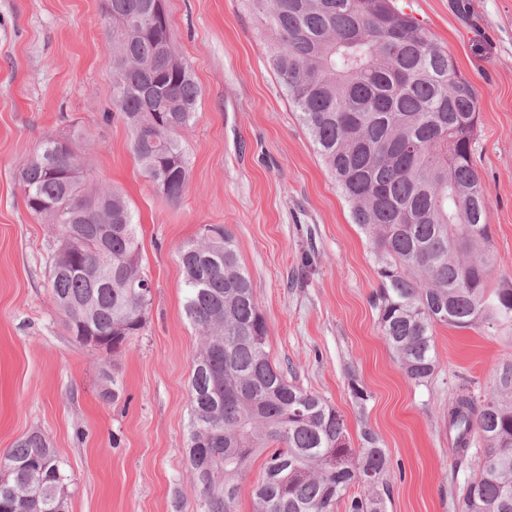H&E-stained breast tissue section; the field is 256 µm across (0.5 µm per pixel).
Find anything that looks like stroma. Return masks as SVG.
Returning a JSON list of instances; mask_svg holds the SVG:
<instances>
[{
	"label": "stroma",
	"instance_id": "obj_1",
	"mask_svg": "<svg viewBox=\"0 0 512 512\" xmlns=\"http://www.w3.org/2000/svg\"><path fill=\"white\" fill-rule=\"evenodd\" d=\"M476 90L473 163L488 198L497 276L512 281V0H397ZM201 96L181 131L188 179L155 190L112 111L103 0H0V459L30 431L69 476L65 512H201L185 466L189 380L200 336L184 309L180 251L206 224L233 235L267 322L272 361L344 414L352 446L372 429L389 453L388 512H457L475 475L448 433L460 387L490 386L507 344L486 327L435 326L438 367L408 381L380 334L376 263L350 205L269 66L248 0H163ZM82 131V163L122 191L152 290L120 353L80 346L49 299L56 231L16 174L45 137ZM111 362L123 393L99 396ZM371 395L365 411L350 383Z\"/></svg>",
	"mask_w": 512,
	"mask_h": 512
}]
</instances>
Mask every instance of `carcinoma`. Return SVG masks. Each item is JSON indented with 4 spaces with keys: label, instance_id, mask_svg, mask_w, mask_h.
<instances>
[{
    "label": "carcinoma",
    "instance_id": "carcinoma-1",
    "mask_svg": "<svg viewBox=\"0 0 512 512\" xmlns=\"http://www.w3.org/2000/svg\"><path fill=\"white\" fill-rule=\"evenodd\" d=\"M250 4L271 36V69L372 245L380 282L372 306L406 378L419 385L435 373L437 325L503 329L512 340V282L491 285L488 202L472 166L476 92L452 57L394 0ZM161 10L159 0H112L103 16L118 117L146 177L176 200L188 173L177 133L194 121L199 88L170 51ZM80 138L69 136V151L56 136L43 140L17 181L27 208L58 229L50 300L76 342L117 353L144 327L151 288L128 201L79 175ZM180 260L185 312L202 336L186 448L202 512H234L259 456L254 512H388L387 449L366 426L351 447L345 416L271 361L266 319L231 234L205 225ZM101 379L102 400L116 401L118 378L104 368ZM448 427L458 451L477 458L458 512H512L511 351L488 389L456 394ZM4 465L0 512H63L69 475L42 433L20 439Z\"/></svg>",
    "mask_w": 512,
    "mask_h": 512
}]
</instances>
